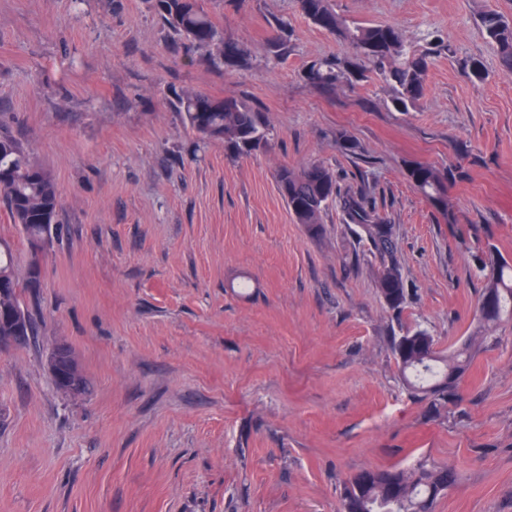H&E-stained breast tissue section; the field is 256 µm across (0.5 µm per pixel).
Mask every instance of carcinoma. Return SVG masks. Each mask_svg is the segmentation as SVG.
<instances>
[{
  "label": "carcinoma",
  "mask_w": 512,
  "mask_h": 512,
  "mask_svg": "<svg viewBox=\"0 0 512 512\" xmlns=\"http://www.w3.org/2000/svg\"><path fill=\"white\" fill-rule=\"evenodd\" d=\"M156 9L179 38L214 51L219 64H242L243 51L224 41L221 32L200 9L197 0H156ZM302 14L317 27L339 34L355 49L347 59L312 64L306 79L332 87L345 81L359 83L374 73L392 91L390 102L397 112H408L422 98L429 68V53L412 49L403 32L392 25L348 22L336 13L330 0H299ZM480 26L495 46L505 74L512 75V24L499 12L489 10ZM178 112L186 128L201 140L222 141L235 154L257 151L268 143L269 129L261 111L238 99H217L184 90L177 97ZM407 177L417 190L446 219L448 183L453 169L441 171L425 163H412ZM277 189L294 221L312 236L323 233L322 212L340 196L334 173L321 163L301 169L282 166L275 174ZM0 203L9 212L26 242L51 234L59 206L58 185L46 168L13 137L0 133ZM346 228L364 245L363 256L376 263L375 284L386 307L401 315L409 288L401 272L393 227L380 218L362 197H343ZM474 266L483 275L480 298H493L495 311L481 315V330L465 339L453 352L437 351L436 339L424 327L402 328L391 337V352L408 396L426 405L427 414L437 419L459 399L458 385L481 343L494 341L491 326L512 319V263L495 249L474 255ZM15 256L0 240V339L16 335L17 324L8 311H24L18 293ZM456 482V470L436 466L422 457L407 468L364 469L350 476L341 495L342 512H433L438 498Z\"/></svg>",
  "instance_id": "carcinoma-1"
}]
</instances>
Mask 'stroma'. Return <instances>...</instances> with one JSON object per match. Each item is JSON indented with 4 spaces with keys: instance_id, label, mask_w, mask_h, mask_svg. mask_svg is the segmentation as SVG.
<instances>
[{
    "instance_id": "35a3bbf8",
    "label": "stroma",
    "mask_w": 512,
    "mask_h": 512,
    "mask_svg": "<svg viewBox=\"0 0 512 512\" xmlns=\"http://www.w3.org/2000/svg\"><path fill=\"white\" fill-rule=\"evenodd\" d=\"M199 3L244 66L179 40L154 0H0V131L60 189L40 285L20 290L39 333L0 349V512H339L347 476L421 457L458 474L435 512H512V321L441 420L408 398L390 348L416 324L461 343L483 286L473 254L512 260V75L480 26L489 9L512 22V0H331L429 52L408 112L375 75L306 80L354 50L297 0ZM184 89L259 108L267 146L199 141ZM312 162L393 225L401 319L340 201L319 237L289 214L275 172ZM415 162L460 169L451 219L408 180ZM57 344L79 394L55 389Z\"/></svg>"
}]
</instances>
